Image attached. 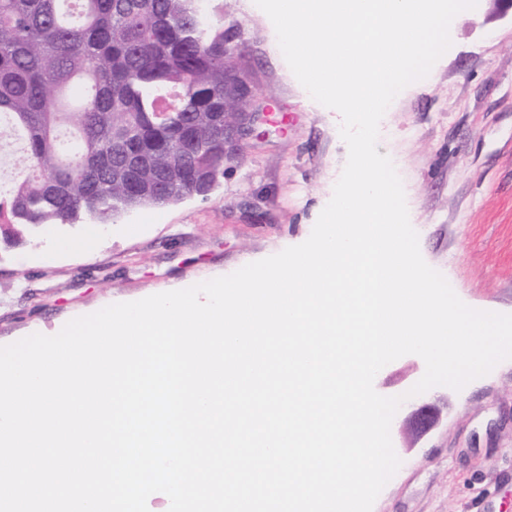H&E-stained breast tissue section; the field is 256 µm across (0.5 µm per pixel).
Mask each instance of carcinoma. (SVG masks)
Segmentation results:
<instances>
[{
	"label": "carcinoma",
	"mask_w": 512,
	"mask_h": 512,
	"mask_svg": "<svg viewBox=\"0 0 512 512\" xmlns=\"http://www.w3.org/2000/svg\"><path fill=\"white\" fill-rule=\"evenodd\" d=\"M198 0H0V120L22 136L0 234L206 196L224 174V54Z\"/></svg>",
	"instance_id": "obj_1"
}]
</instances>
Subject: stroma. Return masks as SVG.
<instances>
[{
  "instance_id": "obj_1",
  "label": "stroma",
  "mask_w": 512,
  "mask_h": 512,
  "mask_svg": "<svg viewBox=\"0 0 512 512\" xmlns=\"http://www.w3.org/2000/svg\"><path fill=\"white\" fill-rule=\"evenodd\" d=\"M203 16L244 46L231 60L258 91L267 121L207 196L127 212L104 225L91 256H50L82 225L46 226L19 244L0 239V346L55 335L68 317L233 273L304 242L345 166L341 117L312 102L283 63L249 0H200ZM451 47L380 123L379 153L402 180L424 260L459 298L512 314V11L478 0L450 27ZM416 355L382 368L384 396L407 394L390 428L402 464L373 512H512V360L462 390L408 391ZM423 403L439 423L406 447L403 424Z\"/></svg>"
}]
</instances>
